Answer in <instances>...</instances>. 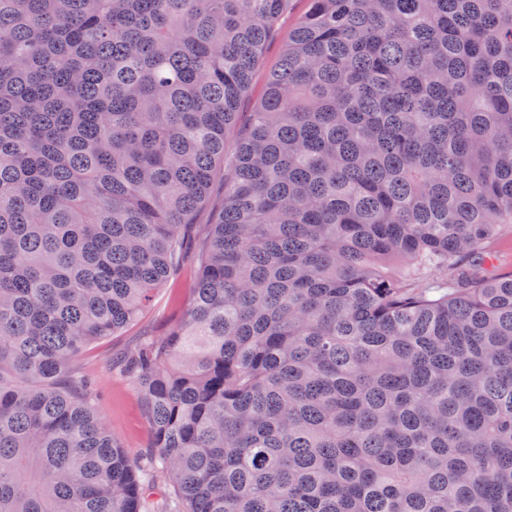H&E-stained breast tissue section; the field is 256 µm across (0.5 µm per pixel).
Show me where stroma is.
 I'll use <instances>...</instances> for the list:
<instances>
[{
  "mask_svg": "<svg viewBox=\"0 0 512 512\" xmlns=\"http://www.w3.org/2000/svg\"><path fill=\"white\" fill-rule=\"evenodd\" d=\"M306 7L307 0H293L291 12L281 21L278 36L266 45L255 68L251 86L241 104L242 112H251L253 104L262 95L268 73L279 62L288 31ZM196 276L195 263L185 261L173 278L155 294L149 309L139 321L122 335L95 343L81 358L100 390L95 402L97 413L104 418L113 435L137 462H145L152 444V433L140 395L118 373L113 362L138 336L166 331L181 319Z\"/></svg>",
  "mask_w": 512,
  "mask_h": 512,
  "instance_id": "stroma-1",
  "label": "stroma"
}]
</instances>
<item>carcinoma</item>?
<instances>
[{
	"label": "carcinoma",
	"mask_w": 512,
	"mask_h": 512,
	"mask_svg": "<svg viewBox=\"0 0 512 512\" xmlns=\"http://www.w3.org/2000/svg\"><path fill=\"white\" fill-rule=\"evenodd\" d=\"M290 5L0 0V512H512V0H309L243 123ZM306 7V0H293L291 12L281 21L278 36L270 41L264 48L261 59L255 68L249 91L241 104L240 112H243V119L248 116V112H251L253 104L262 95L268 73L274 69L279 62L282 46L288 38V30L305 11ZM223 200L224 181L221 172L213 182L209 201L197 211L194 219L195 224H210L214 212L221 207ZM492 270L500 274H512V229L506 226L496 244ZM196 276V264L191 260L185 261L173 278L155 294L151 306L139 321L122 336H111L95 343L81 358V363L96 379L100 390L95 402L97 413L137 462H146L152 449L149 448L152 433L140 395L112 366V360L115 361L138 336L147 332H165L177 323L183 315Z\"/></svg>",
	"instance_id": "carcinoma-1"
}]
</instances>
